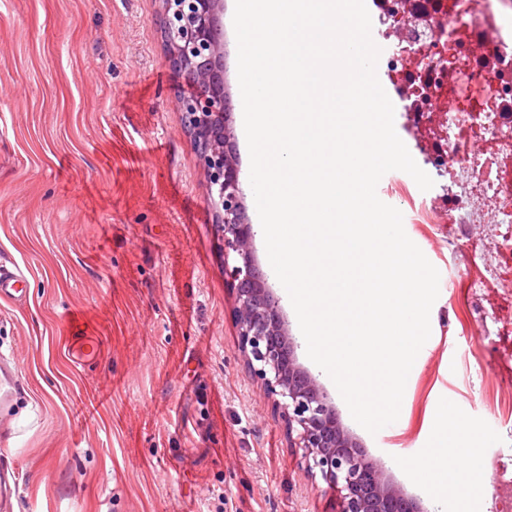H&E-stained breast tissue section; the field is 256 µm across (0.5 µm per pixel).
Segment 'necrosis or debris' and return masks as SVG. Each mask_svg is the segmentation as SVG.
I'll list each match as a JSON object with an SVG mask.
<instances>
[{
    "instance_id": "4bbe7bcc",
    "label": "necrosis or debris",
    "mask_w": 512,
    "mask_h": 512,
    "mask_svg": "<svg viewBox=\"0 0 512 512\" xmlns=\"http://www.w3.org/2000/svg\"><path fill=\"white\" fill-rule=\"evenodd\" d=\"M382 37L417 33L416 45L445 46L454 67L431 60L420 75L395 49L387 77L396 106L412 123L445 111L431 148L434 167L451 166L454 205L464 221L512 224V0H373ZM492 142L497 157L469 152L468 137ZM483 203L473 213L470 203Z\"/></svg>"
}]
</instances>
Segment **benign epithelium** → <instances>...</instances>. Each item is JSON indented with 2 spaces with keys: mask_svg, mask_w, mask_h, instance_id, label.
I'll list each match as a JSON object with an SVG mask.
<instances>
[{
  "mask_svg": "<svg viewBox=\"0 0 512 512\" xmlns=\"http://www.w3.org/2000/svg\"><path fill=\"white\" fill-rule=\"evenodd\" d=\"M161 34L171 70L184 73L194 92L178 88L169 97L196 151L206 200L224 241V260L233 257L231 288L241 347L267 395L282 410L288 431H297L309 468L319 471L339 498L341 512H429L419 500L389 485L382 467L368 458L342 424L328 393L297 362L279 299L268 288L254 256L253 224L244 193L236 145L229 127L232 104L224 87V0H160Z\"/></svg>",
  "mask_w": 512,
  "mask_h": 512,
  "instance_id": "7a95c632",
  "label": "benign epithelium"
}]
</instances>
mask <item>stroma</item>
<instances>
[{"instance_id": "35a3bbf8", "label": "stroma", "mask_w": 512, "mask_h": 512, "mask_svg": "<svg viewBox=\"0 0 512 512\" xmlns=\"http://www.w3.org/2000/svg\"><path fill=\"white\" fill-rule=\"evenodd\" d=\"M235 0H224L226 89L250 172ZM159 0H0V260L26 298L0 297V383L13 400L0 471L18 512H340L248 365L204 176L167 89ZM377 195L440 273L431 336L398 420L370 434L298 348L344 427L388 482L409 476L453 407L487 476L468 512H512L489 474L512 464V246L501 224H461L433 173ZM82 314L96 360L65 355Z\"/></svg>"}]
</instances>
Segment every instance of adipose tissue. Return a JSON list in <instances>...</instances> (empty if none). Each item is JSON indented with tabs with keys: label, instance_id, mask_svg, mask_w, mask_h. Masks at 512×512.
Segmentation results:
<instances>
[{
	"label": "adipose tissue",
	"instance_id": "obj_1",
	"mask_svg": "<svg viewBox=\"0 0 512 512\" xmlns=\"http://www.w3.org/2000/svg\"><path fill=\"white\" fill-rule=\"evenodd\" d=\"M434 430L436 441L426 457L416 461L410 468L412 479L439 503L446 504L452 494H463L481 475L486 462L478 448L471 446L465 439L464 432L454 408L448 407L438 416ZM465 456L468 465L465 469L449 468V453Z\"/></svg>",
	"mask_w": 512,
	"mask_h": 512
}]
</instances>
